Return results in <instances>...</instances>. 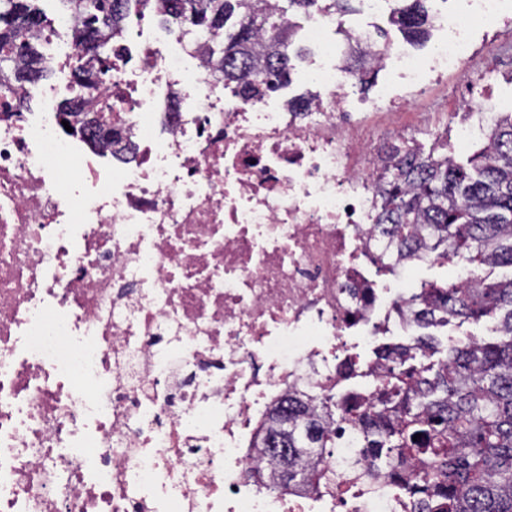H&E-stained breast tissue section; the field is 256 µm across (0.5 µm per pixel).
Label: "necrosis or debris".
<instances>
[{"mask_svg":"<svg viewBox=\"0 0 512 512\" xmlns=\"http://www.w3.org/2000/svg\"><path fill=\"white\" fill-rule=\"evenodd\" d=\"M431 19L421 57L320 0L304 37L321 91L296 105L225 89L199 62L209 39L190 69L140 20L104 30L111 61L76 59L81 17L59 16L63 83L35 112L30 84L0 92V512H414L344 423L327 485L285 494L251 472L274 406L367 407L404 357L382 338L426 326L402 282L439 256L428 229L410 257L384 233L386 169L431 138L487 140L512 70L466 74L512 36V0H431ZM350 40L395 78L389 111L461 76L449 119L378 142L347 90ZM81 72L104 80L76 111L120 107L86 152L60 114Z\"/></svg>","mask_w":512,"mask_h":512,"instance_id":"1","label":"necrosis or debris"}]
</instances>
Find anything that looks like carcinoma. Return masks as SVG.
Segmentation results:
<instances>
[{
    "instance_id": "carcinoma-1",
    "label": "carcinoma",
    "mask_w": 512,
    "mask_h": 512,
    "mask_svg": "<svg viewBox=\"0 0 512 512\" xmlns=\"http://www.w3.org/2000/svg\"><path fill=\"white\" fill-rule=\"evenodd\" d=\"M35 0H0V73L18 58L33 57L35 66L17 73L43 78L49 65L37 49L16 40L18 28L46 24ZM84 13L83 39L77 56L87 54L86 38L97 39L99 26L121 28L122 0H60ZM146 10L183 35L210 38L215 49L204 60L226 88L260 98L289 81L302 22L316 0H286L277 12L263 0H137ZM390 20L411 42L428 32L425 0H401ZM95 126H112V96L98 111ZM471 170L438 156L420 157L394 167L391 190L380 223L398 244H410L416 224L429 227L434 247L447 259L464 252L481 265L512 268V113L507 112L488 146L469 158ZM435 308L453 318L478 320L501 316L504 339L469 341L452 348L434 376L420 365L383 370V393L360 413L320 400L321 413L299 401L288 408V471L308 485L325 469L307 467L313 448H330L331 424L347 422L369 436L368 467H384L406 482L427 512H512V277L483 281L472 288L432 287ZM418 439H413L416 434Z\"/></svg>"
}]
</instances>
